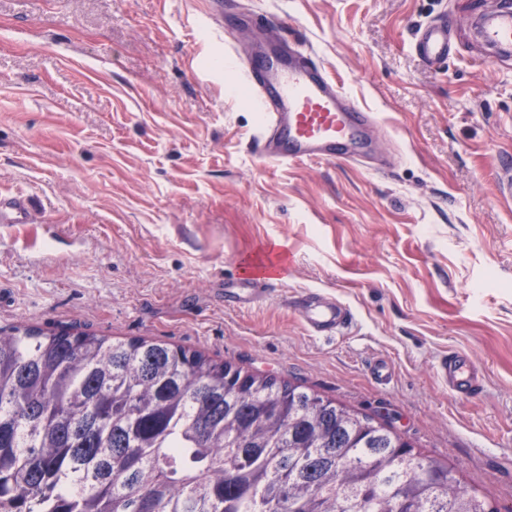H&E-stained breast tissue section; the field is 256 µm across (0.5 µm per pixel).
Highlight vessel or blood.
<instances>
[{
  "label": "vessel or blood",
  "instance_id": "vessel-or-blood-1",
  "mask_svg": "<svg viewBox=\"0 0 512 512\" xmlns=\"http://www.w3.org/2000/svg\"><path fill=\"white\" fill-rule=\"evenodd\" d=\"M483 36L493 47L512 50V8L504 7L484 23ZM414 48L427 66L447 60L450 53L447 18L419 28ZM256 89L255 107L263 119L254 144L258 155L275 163L313 160L357 161L372 155L378 120L358 106L310 54L270 51L249 69ZM32 210L23 200H0L1 224H28ZM276 284L273 274L242 271L224 283V301L249 306ZM315 336L343 334L352 324L349 308L320 293H307L290 303ZM437 379L463 397L479 393L484 378L468 354L454 352L433 364Z\"/></svg>",
  "mask_w": 512,
  "mask_h": 512
}]
</instances>
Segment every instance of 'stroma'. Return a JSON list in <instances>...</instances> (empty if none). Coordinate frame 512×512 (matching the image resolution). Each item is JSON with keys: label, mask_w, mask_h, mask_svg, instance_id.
Masks as SVG:
<instances>
[{"label": "stroma", "mask_w": 512, "mask_h": 512, "mask_svg": "<svg viewBox=\"0 0 512 512\" xmlns=\"http://www.w3.org/2000/svg\"><path fill=\"white\" fill-rule=\"evenodd\" d=\"M499 0H0V331L142 338L302 386L393 426L512 512V58L479 35ZM255 8L274 24L256 32ZM455 21L446 64L419 27ZM306 46L375 112L372 161L275 164L234 90L257 39ZM268 254L259 304L224 280ZM344 303L342 336L310 335L289 298ZM468 353L481 392L435 377ZM388 382L372 374L376 360ZM32 222V210L21 199H14L7 203L0 199V223L1 224H30Z\"/></svg>", "instance_id": "35a3bbf8"}]
</instances>
